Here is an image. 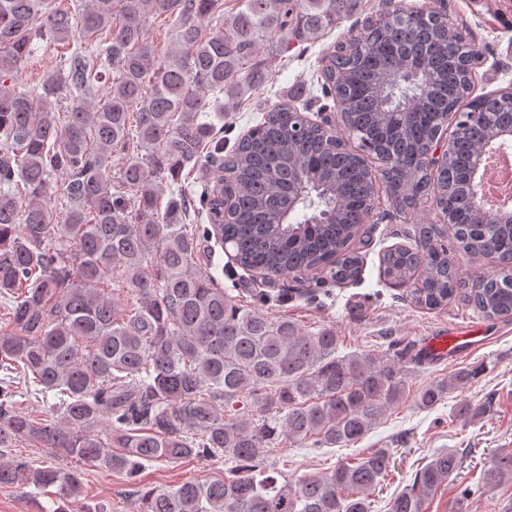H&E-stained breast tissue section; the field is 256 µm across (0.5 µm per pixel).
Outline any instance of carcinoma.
<instances>
[{"mask_svg": "<svg viewBox=\"0 0 512 512\" xmlns=\"http://www.w3.org/2000/svg\"><path fill=\"white\" fill-rule=\"evenodd\" d=\"M358 0H237L212 25L219 0H0V486L54 489L57 512L83 490L76 464L134 478L147 463H234L221 479L139 490V512H372L369 493L387 476L378 448L353 463L277 486L267 464L283 442L353 446L400 397L401 371L386 356L337 355L330 329L304 332L286 316L236 302L201 262L215 239L240 267L265 278L359 276L354 221L378 186L364 154L337 131L273 105L225 157L216 121L262 86L291 44L319 37ZM172 21L157 54L149 17ZM37 40L63 49L41 92L19 76ZM467 30L388 0L363 41L321 68L343 130L389 163L383 180L409 209L433 198L459 253L494 255L499 269L474 288L443 233L422 224L413 248L384 256L387 278L420 272L415 302L436 310L459 298L489 320L512 319V223L486 224L465 193L468 158L491 131L469 120L465 63L448 52ZM107 92L95 103V84ZM66 104V111L57 106ZM459 133L448 168L421 163L446 118ZM212 229H187V167ZM64 182L58 184L54 179ZM68 201L55 223L52 191ZM116 286L122 307L108 296ZM475 371L428 385L431 409ZM22 378L52 392L64 416L44 423L16 409ZM31 442L54 462L39 468L7 450ZM442 449L389 502L422 512L459 468ZM512 481V453L494 458L477 486Z\"/></svg>", "mask_w": 512, "mask_h": 512, "instance_id": "carcinoma-1", "label": "carcinoma"}]
</instances>
